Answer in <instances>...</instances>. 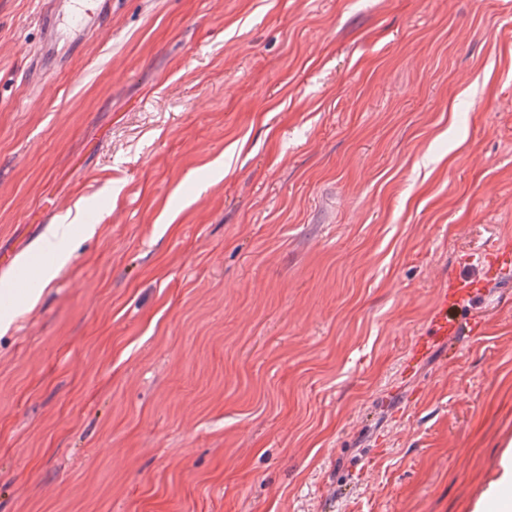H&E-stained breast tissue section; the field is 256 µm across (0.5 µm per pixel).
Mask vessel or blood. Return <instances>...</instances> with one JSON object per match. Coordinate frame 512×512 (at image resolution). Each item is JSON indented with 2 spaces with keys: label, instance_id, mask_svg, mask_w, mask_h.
Listing matches in <instances>:
<instances>
[{
  "label": "vessel or blood",
  "instance_id": "b4317fda",
  "mask_svg": "<svg viewBox=\"0 0 512 512\" xmlns=\"http://www.w3.org/2000/svg\"><path fill=\"white\" fill-rule=\"evenodd\" d=\"M112 14V0H45L40 13L43 41L39 48L41 64H48L58 55L60 42L79 46L102 27ZM464 282L449 279L440 289L438 304L431 324L433 333L446 337L452 330L448 321V303L464 293Z\"/></svg>",
  "mask_w": 512,
  "mask_h": 512
}]
</instances>
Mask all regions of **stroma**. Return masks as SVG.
<instances>
[{"instance_id":"stroma-1","label":"stroma","mask_w":512,"mask_h":512,"mask_svg":"<svg viewBox=\"0 0 512 512\" xmlns=\"http://www.w3.org/2000/svg\"><path fill=\"white\" fill-rule=\"evenodd\" d=\"M0 0V512H473L512 445V0ZM96 225L85 235L84 225ZM476 282L429 339L449 277ZM42 5L43 41L38 52L45 66L56 59L62 40L80 47L112 14V0H45ZM72 226L73 224H54L49 228L45 246L42 247V253L48 256L49 261L45 265L37 263L31 266L33 281L37 283L38 287L30 284V288L25 294L28 305L34 306L39 301L44 289L67 262L69 255L62 244L71 236ZM433 336L446 338L452 328L457 329L459 326L456 322L451 324L448 322V289L444 287L439 291V299L432 317Z\"/></svg>"}]
</instances>
